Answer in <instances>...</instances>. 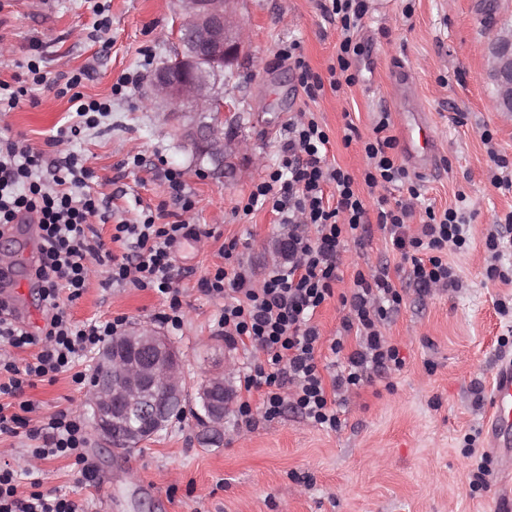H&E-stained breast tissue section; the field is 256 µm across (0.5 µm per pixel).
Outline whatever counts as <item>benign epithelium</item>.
Listing matches in <instances>:
<instances>
[{"label": "benign epithelium", "instance_id": "1", "mask_svg": "<svg viewBox=\"0 0 512 512\" xmlns=\"http://www.w3.org/2000/svg\"><path fill=\"white\" fill-rule=\"evenodd\" d=\"M181 2L178 50L152 79L154 104L160 112L178 113L177 134L194 152L227 161L233 152L224 139V96L217 83L239 55L242 33L231 20L232 0ZM486 54L499 111L511 113L512 33L499 35ZM226 395L221 374L210 376L198 392L216 433L224 426ZM183 396L178 356L162 334L136 328L98 352V376L88 403L107 443L136 444L153 437L167 408L181 404Z\"/></svg>", "mask_w": 512, "mask_h": 512}]
</instances>
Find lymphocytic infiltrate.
<instances>
[{
  "label": "lymphocytic infiltrate",
  "mask_w": 512,
  "mask_h": 512,
  "mask_svg": "<svg viewBox=\"0 0 512 512\" xmlns=\"http://www.w3.org/2000/svg\"><path fill=\"white\" fill-rule=\"evenodd\" d=\"M324 16L337 20L340 39L335 64L327 76L312 71L298 43L283 46L280 54L300 73L308 101L325 90L339 91L353 85L352 60L361 47L355 34L368 8L366 0H322ZM389 112L379 113L372 134L361 138L353 123L345 125V142L361 140L366 165L361 178L328 163L329 135L313 112H303L299 121L288 124V140L279 163L251 191L243 214L270 208L288 229V261L276 265L262 283L240 263L235 245L224 248V263L199 282L200 291L224 300L218 325L230 346L250 344L260 353L238 377L237 415L245 424L254 421V409L266 420L291 406L312 425L337 430L341 425L338 396L369 382L380 368L400 369L397 348L383 333L385 323L397 313L403 296L392 280L388 265L369 274H357L349 292L335 293L339 281L341 253L347 241L362 242L370 222H377L400 257L410 284L423 295L434 290L459 288L456 268L448 253L460 250L468 240L469 219L463 209L441 211L425 207L417 228L408 221L415 211L417 191L408 198L389 200L390 185L403 181L407 173L395 153L396 140L389 129ZM93 171L86 159L67 153L44 168L41 153L0 138V229L11 224H34L39 229L38 256L33 276L37 280L46 324L40 332L13 325L5 319L7 299L0 297V436H26L36 443L30 458L46 462L61 457L75 458L81 475L93 482L84 449L87 429L84 419L68 411L43 417L30 426L26 415L33 403L23 400L26 388L72 369L76 361L99 350L123 326V318L74 321L69 305L87 287L89 261L104 267L108 284L150 289L160 295L168 310L163 323L180 328V294L176 286L175 253L184 242H198L212 232L201 224L187 223L183 215L195 202L183 173L165 169L168 195L181 215L167 221L165 208L143 209L136 223L118 221L112 234L121 243L122 254L105 249L95 222H106L101 199L89 182ZM338 297L343 316L330 345L336 370L323 379L318 367L317 347L321 339L315 322L319 308ZM358 347L346 351L348 338ZM33 348L24 365H17L12 350ZM259 407H252L253 395ZM19 399V412L2 404V397ZM80 506L62 494L33 491L21 494L13 470L0 468V512H79Z\"/></svg>",
  "instance_id": "obj_1"
}]
</instances>
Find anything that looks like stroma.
I'll use <instances>...</instances> for the list:
<instances>
[{
    "label": "stroma",
    "instance_id": "obj_1",
    "mask_svg": "<svg viewBox=\"0 0 512 512\" xmlns=\"http://www.w3.org/2000/svg\"><path fill=\"white\" fill-rule=\"evenodd\" d=\"M107 2L110 26L98 42L91 37V0H52L47 11L35 0H0V80L11 81L18 64L36 51L46 75L14 110L0 112V134L41 152L48 164L59 157L50 143L58 135L67 149L87 158L95 172L92 189L105 198L110 214L97 229L105 248L115 252L114 224L139 221L142 206L169 204L163 171L182 170L196 202L188 220L208 225L214 235L177 254L181 328L160 321L165 306L154 291L104 287L107 272L96 265L70 311L78 321L122 316L127 324L166 333L180 353L185 413L128 452L107 447L88 431L85 454L96 473L90 483L71 458L32 468L24 438H0V467L17 471L21 492H29L35 479L41 492L67 495L88 504L89 512H493L497 485L493 461L481 459L483 418L492 373L500 360L512 359V318L497 310L498 302L512 305V282L487 279L485 240L496 217L512 211V192L498 188L491 160L498 153L512 161V119L496 109L484 47L512 29V0H368L356 36L362 53L350 68L356 83L325 91L312 106L330 138L327 159L361 176L362 144L344 143L346 122L368 135L386 111L400 140L409 112L424 113L438 174L421 177L404 147H397L408 177L388 195L404 198L413 188L421 206L441 211L461 204L472 212L466 245L448 255L462 285L419 296L407 285L388 237L370 226L362 243L346 246L335 295L315 316L322 334L318 358L323 365L332 359L329 345L342 317L339 293L357 272L386 264L403 290L401 308L384 330L402 368L373 374L343 402L339 430L308 424L287 407L280 417L251 427L227 411L219 435L200 422L197 392L217 371L236 385L249 357L225 344L218 326L224 302L202 294L198 281L223 265L224 246L232 241L255 279L277 264L275 245L286 228L269 210L245 216L239 207L276 167L288 122L302 106L298 74L278 51L299 42L311 69L326 74L336 58L338 23L324 17L320 0H233L244 48L218 82L236 155L237 172L229 177L205 172L150 102L153 74L177 46L179 0ZM401 62L407 74H397ZM82 69L87 76L81 93L111 99L112 110L96 128L72 135L74 114L58 90L67 75ZM124 76L138 78L135 91L113 95V84ZM76 370L85 383L64 372L26 388L24 399L42 416L59 410L87 415L93 358L81 360ZM481 464L488 470L485 482L470 486Z\"/></svg>",
    "mask_w": 512,
    "mask_h": 512
}]
</instances>
